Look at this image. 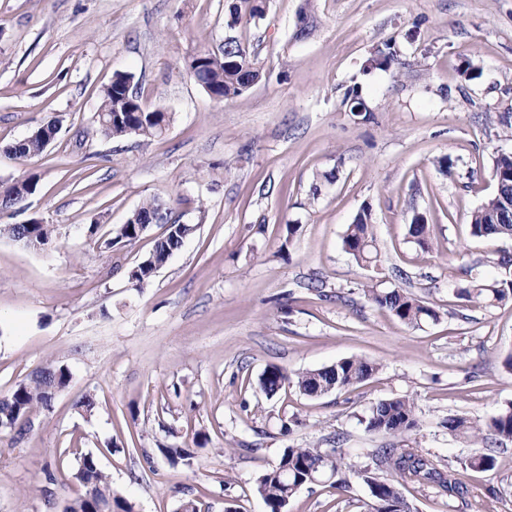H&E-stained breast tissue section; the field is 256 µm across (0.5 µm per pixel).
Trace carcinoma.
I'll use <instances>...</instances> for the list:
<instances>
[{
    "label": "carcinoma",
    "mask_w": 512,
    "mask_h": 512,
    "mask_svg": "<svg viewBox=\"0 0 512 512\" xmlns=\"http://www.w3.org/2000/svg\"><path fill=\"white\" fill-rule=\"evenodd\" d=\"M261 0H237L225 17V28L233 31L244 20L262 15ZM397 64L390 44L376 49L366 60L368 69L389 70ZM187 74L214 100L224 102L241 96L261 77L260 68L250 58L237 37L229 35L218 51L201 50L185 60ZM132 74L116 72L101 90V104L95 122L104 137L123 139L137 130L145 140L163 135L170 127L172 113L163 109H148L141 96L128 92ZM60 131L59 121L52 120L32 133L28 140L10 148L19 158L32 159L46 149V136ZM496 194L470 215L472 234L477 237L512 238V153H500L493 160ZM37 181L18 180L6 187L0 196L7 210L34 194ZM165 214L166 229L151 252L136 266L128 269V280L141 288L163 267L184 240L197 230L195 224H185L172 216L170 206L158 199L142 203L131 212L125 223L110 231L106 244L138 241L150 228L158 212ZM408 235L422 249L429 248V227L425 217L413 215ZM0 236L23 238L34 247L52 244L54 226L32 218L24 224H0ZM343 248L357 264L370 266L377 261L378 248L373 233L371 211L363 208L354 221L347 225ZM505 271V277L492 284L483 282L473 269L465 271L455 291L457 298L467 302L492 306L512 299V255L501 253L492 259ZM364 299L375 308L384 310L407 327H419L436 322L439 311L430 303L403 289L380 290L366 284ZM378 371V365L360 357L343 358L319 369L289 375L276 365L264 370L259 378L261 390L273 396L288 385L307 397H319L332 391H349L361 386ZM70 380L67 368L49 366L37 371L30 379L16 385L8 396L0 397V429H15L23 434L24 424L36 408L48 409L58 392ZM365 429L372 433L407 438L418 427L414 401L407 397H393L378 401L364 419ZM448 434L465 441L504 445L512 441V406L493 417L487 424L488 432L464 416H450L445 421ZM496 467L494 452L471 456L466 468L474 472H489ZM351 473L363 479L373 497L368 512H412L402 488L408 484L424 486L435 484L450 494L460 492L461 482L452 471L444 470L437 460L417 448H380L375 454V466H361L349 460L339 448H286L278 462L256 480V492L263 499L268 512H285L296 492L306 485H322L342 490L347 486L343 474ZM76 478L86 488L85 493L71 501L65 512H131L122 497L112 492L107 476L91 454L78 456Z\"/></svg>",
    "instance_id": "obj_1"
}]
</instances>
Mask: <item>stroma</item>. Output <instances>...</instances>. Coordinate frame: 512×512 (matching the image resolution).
Here are the masks:
<instances>
[{"label": "stroma", "instance_id": "1", "mask_svg": "<svg viewBox=\"0 0 512 512\" xmlns=\"http://www.w3.org/2000/svg\"><path fill=\"white\" fill-rule=\"evenodd\" d=\"M235 0H0V188L34 176L36 192L0 213L54 225L45 251L0 237V396L35 371L71 380L23 435L0 433V512H64L83 493L77 452L93 454L132 512H267L256 477L288 447L340 446L366 463L392 438L361 419L380 400L416 404L419 449L463 483L450 495L408 486L413 512H512V450L493 471L465 463L478 444L449 436L512 404V301L468 303L460 269L512 239L472 235L469 218L496 192L493 159L512 152V0H267L235 35L262 76L242 96L211 99L185 70L224 41ZM397 64L363 71L378 47ZM481 70L465 79L463 62ZM133 74L148 108L173 114L159 138L110 140L95 123L100 89ZM358 87L370 119L345 103ZM61 130L33 159L6 149L51 119ZM450 156L442 174L436 160ZM168 202L196 232L141 288L127 270L165 228L107 246L146 199ZM370 208L378 260L343 250ZM431 246L407 235L413 214ZM296 233H289V225ZM326 285L318 297L311 279ZM401 288L436 322L409 328L361 288ZM357 356L378 363L359 388L267 396L271 365L318 369ZM96 401L93 413L79 402ZM191 457L171 462L167 448ZM301 488L288 512H366L370 489Z\"/></svg>", "mask_w": 512, "mask_h": 512}]
</instances>
